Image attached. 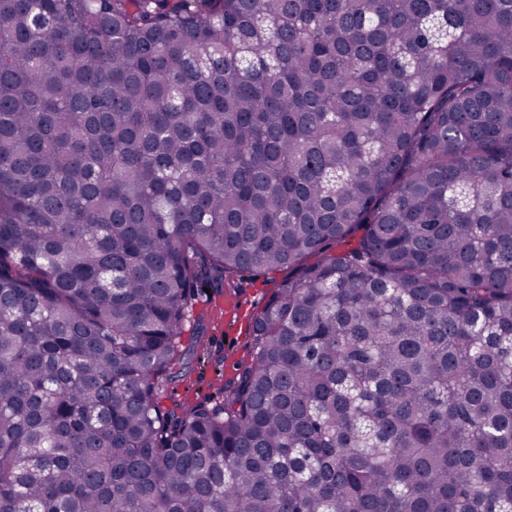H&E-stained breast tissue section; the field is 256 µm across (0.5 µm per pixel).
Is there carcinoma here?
Returning a JSON list of instances; mask_svg holds the SVG:
<instances>
[{
	"instance_id": "obj_1",
	"label": "carcinoma",
	"mask_w": 512,
	"mask_h": 512,
	"mask_svg": "<svg viewBox=\"0 0 512 512\" xmlns=\"http://www.w3.org/2000/svg\"><path fill=\"white\" fill-rule=\"evenodd\" d=\"M0 512H512V0H0ZM282 275L275 279L259 272L234 275L224 280L223 288L208 286L210 293L204 288L198 293L183 336L187 347L183 363L165 385L167 407L178 404L182 410L208 403L237 380L240 368L253 356L250 320L263 308Z\"/></svg>"
}]
</instances>
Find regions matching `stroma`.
<instances>
[{"label":"stroma","mask_w":512,"mask_h":512,"mask_svg":"<svg viewBox=\"0 0 512 512\" xmlns=\"http://www.w3.org/2000/svg\"><path fill=\"white\" fill-rule=\"evenodd\" d=\"M276 285L259 272L230 276L223 287L199 292L183 336L187 348L176 375L167 381V406L189 409L221 396L253 356L250 320Z\"/></svg>","instance_id":"1"}]
</instances>
